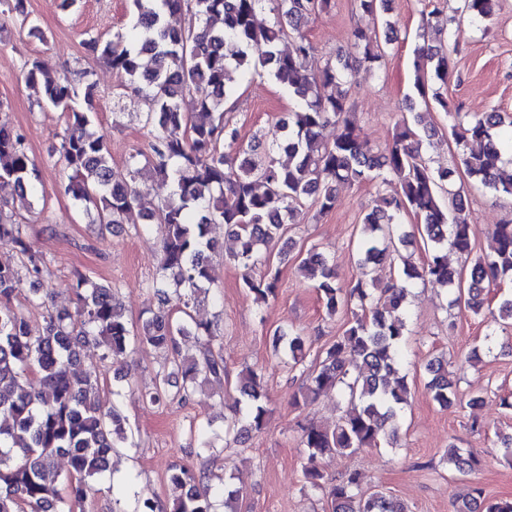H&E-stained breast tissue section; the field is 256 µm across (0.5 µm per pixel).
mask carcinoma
I'll return each instance as SVG.
<instances>
[{"label":"carcinoma","mask_w":512,"mask_h":512,"mask_svg":"<svg viewBox=\"0 0 512 512\" xmlns=\"http://www.w3.org/2000/svg\"><path fill=\"white\" fill-rule=\"evenodd\" d=\"M386 2L360 0L379 22L351 34L362 65L377 62L383 44L391 42ZM494 2L462 0L461 12L487 22ZM27 3L0 0V27L9 18L30 21ZM265 5L274 19L260 25L257 12ZM131 7L134 22L125 31L111 39L91 36L85 41L86 49L120 79V86H135L146 106L149 150L135 149L122 169L112 167L106 136L93 125V81L86 80L81 90L66 75L50 74L36 58L25 61V79L40 87L46 106L66 115L59 152L71 175L61 191L83 212L94 213L92 223L105 229L125 224L139 207L147 182L172 185L170 196L145 220L158 219L166 226L152 288L165 301L175 298L179 316L153 314L133 330L112 286L78 273L72 308L46 305L38 288L26 298L27 305L43 310L42 329L33 331L26 312L11 302L25 280H40L45 261L29 249L21 224L0 210V244L20 255L18 266L0 263V512H21L23 504L28 512H62L59 505L64 502L70 508L81 506L95 494V482L113 472L115 448L127 441L125 418L117 406H106L97 372L82 368L85 344L94 342L114 357L133 348L170 355L181 379L172 384L164 377L146 392L144 397L155 405L184 404L202 382L224 376V356L206 339L208 325L190 314L213 281V225L222 224L235 236L238 249L230 261L241 269L244 288L264 303L275 293L280 270L269 265L256 278L254 269L262 253L285 236L287 225L297 223L303 201L312 198L321 212H328L336 204L337 184L367 178L380 187L395 182L398 188L379 195L362 220L357 282L347 291L339 286L328 257L316 245L300 259L301 273L315 282L328 312L354 299L364 311L326 349L302 392L305 402L330 391L347 400V410L333 428H303V477L310 488L327 490L332 512H409L402 501L381 491L362 493L355 471L325 488L320 461L393 445L400 411L410 395L400 370L411 285L423 280L449 286L455 291L452 305L481 314L490 304V286L512 283V224L494 225L492 250L471 257L467 190L460 187L442 197L453 170L435 172L426 165L417 128L432 134L436 129L424 112L404 119L384 150H363L348 98L350 64L338 56L312 66L313 46L302 33L308 18L329 9L331 0H131ZM287 37L294 48L284 53L279 44ZM256 46L264 47L258 57L252 53ZM413 66L414 96L424 100L428 80L448 81L447 47L423 43L414 50ZM233 70L248 78L267 75L296 101L287 117L276 122L268 143H239L237 130L226 119ZM433 97L451 118L448 130L462 150L468 177L498 196L512 197V168L501 166L498 148L502 141L512 143V124L503 127L494 110L453 113L439 93ZM328 124L337 129L330 144L320 138ZM474 143L479 149L469 148ZM38 180L23 134L0 124V183L13 185L28 210L38 194ZM409 212L419 218L425 258L419 266L403 261L402 277L378 288L370 277L371 266L392 257L405 242L399 217ZM450 249L471 259L470 268L451 266ZM190 333L198 340L191 354L179 347V338ZM275 335L284 342V355L296 364L304 361L303 336ZM427 372L433 400L452 407L456 392L448 361L430 362ZM31 374L38 384L30 382ZM237 391L242 400L236 401L235 412L245 415L224 429L227 447L262 431L268 417L256 370L242 371ZM60 456L70 462L65 473L55 467ZM447 460L460 474L471 472L477 463L468 448L448 449ZM169 481L172 495L166 512H218L205 474L181 466ZM455 512H512V498L491 501L477 488L475 495L455 504Z\"/></svg>","instance_id":"1"}]
</instances>
